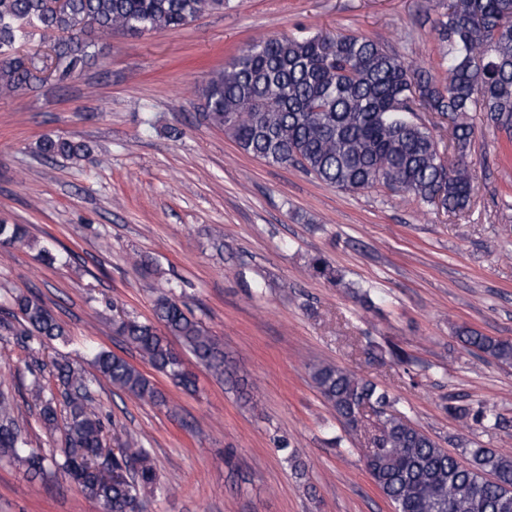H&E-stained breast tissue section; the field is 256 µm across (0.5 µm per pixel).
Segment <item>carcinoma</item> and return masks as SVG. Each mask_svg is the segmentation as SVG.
I'll return each mask as SVG.
<instances>
[{
    "label": "carcinoma",
    "mask_w": 512,
    "mask_h": 512,
    "mask_svg": "<svg viewBox=\"0 0 512 512\" xmlns=\"http://www.w3.org/2000/svg\"><path fill=\"white\" fill-rule=\"evenodd\" d=\"M225 0H0V92L33 90L39 77L14 55L16 44L39 31L51 40L58 77L103 62L96 40L114 33H160L224 10ZM434 30L444 48L448 77L439 81L411 68L385 44L359 33L281 35L246 46L224 68L211 73L201 92L202 115L224 130L238 149L269 164L296 166L345 192L384 187L402 191L451 214L464 211L473 184L468 163L473 125L480 112L512 142V0H445ZM418 112L448 118L458 160L445 165L432 131L414 120ZM40 155L81 161L82 142L44 137ZM1 245L29 244L23 224H0ZM154 313L165 333L129 316L113 331L174 384L195 386L183 359L169 343L175 336L214 376L233 375L224 350L173 290L160 293ZM0 330L36 350L65 336L53 311L36 293L17 292L0 306ZM459 340L500 363L512 364V343L461 327ZM96 370L114 387L154 405L166 398L152 381L110 351L93 353ZM65 406L63 470L104 512H143V492L156 484L146 449L133 439L117 451L103 447L104 425L91 410V380L70 362L55 365ZM29 388L43 424H57V404L36 371ZM324 399L351 432L362 427L368 407L378 417L369 438L365 468L395 512H512V457L492 448L469 449L468 462L440 448L406 417L387 410L389 401L370 381L334 365L314 369ZM461 420L492 417L494 410L454 405ZM0 457L46 475V457L29 447L14 405L0 390Z\"/></svg>",
    "instance_id": "1"
}]
</instances>
